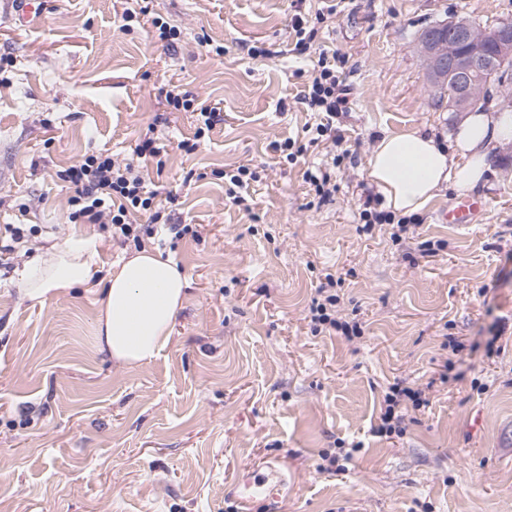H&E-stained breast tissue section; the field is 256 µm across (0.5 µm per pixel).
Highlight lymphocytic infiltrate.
Wrapping results in <instances>:
<instances>
[{
  "instance_id": "obj_1",
  "label": "lymphocytic infiltrate",
  "mask_w": 512,
  "mask_h": 512,
  "mask_svg": "<svg viewBox=\"0 0 512 512\" xmlns=\"http://www.w3.org/2000/svg\"><path fill=\"white\" fill-rule=\"evenodd\" d=\"M343 62V56L336 51L323 48L318 52L311 81L302 98L308 110L322 116L321 122L310 130L309 145H336L342 141L336 133V116L346 111L349 95L348 86L338 75ZM165 100L173 110L195 113V141L208 138L223 120L219 107L196 101L194 95L180 86H172ZM161 153L155 139L144 136L139 138L131 160L120 161L108 153L92 154L60 170L59 178L70 183L74 190L69 199L70 222L111 225L114 236L137 245L144 237L154 235L162 209L155 202V193L145 189L141 165L159 159ZM139 215L147 216V223H136Z\"/></svg>"
}]
</instances>
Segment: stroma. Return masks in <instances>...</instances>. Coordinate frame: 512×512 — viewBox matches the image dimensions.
I'll return each mask as SVG.
<instances>
[{"label":"stroma","mask_w":512,"mask_h":512,"mask_svg":"<svg viewBox=\"0 0 512 512\" xmlns=\"http://www.w3.org/2000/svg\"><path fill=\"white\" fill-rule=\"evenodd\" d=\"M134 6L46 0L29 29L0 6V234L31 231L0 256V512H512V152L492 151L473 191L488 208L469 228L439 223L458 199L447 189L403 230L359 216L377 191L376 138L456 130L421 32L455 14L512 20V0H343L316 38L344 56L351 89L339 160L307 144L312 56L293 50L294 15L320 0H151L180 32L169 46L124 23ZM173 85L224 114L191 153ZM148 133L165 167L146 188L199 236L159 247L187 274L186 299L168 347L125 367L94 328L108 271L134 245L70 223L57 173L101 150L130 158ZM328 163L336 190L319 202L303 174ZM241 165L258 178L234 198L222 174ZM83 234L94 287L22 301L24 265ZM329 275L337 320L360 335L314 332ZM397 383L424 403L403 435L382 436ZM327 454L347 456L345 471H323ZM247 479L262 487L246 502Z\"/></svg>","instance_id":"obj_1"}]
</instances>
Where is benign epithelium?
<instances>
[{
	"label": "benign epithelium",
	"instance_id": "7a95c632",
	"mask_svg": "<svg viewBox=\"0 0 512 512\" xmlns=\"http://www.w3.org/2000/svg\"><path fill=\"white\" fill-rule=\"evenodd\" d=\"M420 45L434 86L450 78L456 82L458 91L448 98V110L459 114L486 99L488 86L473 82L472 73L512 59V26L484 28L457 16L428 28Z\"/></svg>",
	"mask_w": 512,
	"mask_h": 512
}]
</instances>
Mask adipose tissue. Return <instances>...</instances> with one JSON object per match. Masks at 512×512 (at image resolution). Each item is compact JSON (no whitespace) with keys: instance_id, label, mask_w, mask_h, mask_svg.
Instances as JSON below:
<instances>
[{"instance_id":"1","label":"adipose tissue","mask_w":512,"mask_h":512,"mask_svg":"<svg viewBox=\"0 0 512 512\" xmlns=\"http://www.w3.org/2000/svg\"><path fill=\"white\" fill-rule=\"evenodd\" d=\"M510 142L511 112H469L446 143L419 129L382 135L367 161V174L387 209L410 216L422 212L441 189L474 190L490 170L491 146ZM95 256L90 237L51 244L21 271L24 300L42 305L88 285ZM187 287V274L173 260L144 248L125 252L113 263L103 290L96 322L99 350L127 367L157 356L172 339Z\"/></svg>"}]
</instances>
